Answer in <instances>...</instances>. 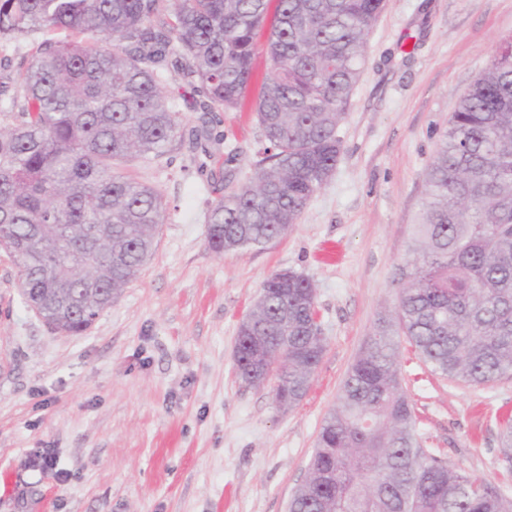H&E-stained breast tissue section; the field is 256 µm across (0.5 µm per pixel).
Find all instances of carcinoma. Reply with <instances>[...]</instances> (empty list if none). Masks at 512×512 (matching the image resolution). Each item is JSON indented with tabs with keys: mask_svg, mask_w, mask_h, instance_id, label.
I'll list each match as a JSON object with an SVG mask.
<instances>
[{
	"mask_svg": "<svg viewBox=\"0 0 512 512\" xmlns=\"http://www.w3.org/2000/svg\"><path fill=\"white\" fill-rule=\"evenodd\" d=\"M0 0V44L34 36L0 82V247L29 304L65 334L87 331L153 255L167 203L119 168L195 148L169 74L198 112L236 109L266 27L272 71L254 112L255 177L208 211L216 253L261 250L292 230L336 167L337 128L387 0ZM413 259L394 317L379 320L344 381L289 512H512L496 486L422 448L395 331L435 373L472 384L512 377V36L462 97L426 172ZM275 348L274 399L306 395L326 344L316 289L294 271L263 283L250 311ZM238 377L261 360L244 328Z\"/></svg>",
	"mask_w": 512,
	"mask_h": 512,
	"instance_id": "obj_1",
	"label": "carcinoma"
}]
</instances>
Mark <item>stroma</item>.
I'll use <instances>...</instances> for the list:
<instances>
[{
  "label": "stroma",
  "instance_id": "stroma-1",
  "mask_svg": "<svg viewBox=\"0 0 512 512\" xmlns=\"http://www.w3.org/2000/svg\"><path fill=\"white\" fill-rule=\"evenodd\" d=\"M512 35V0H389L338 128L341 154L298 224L260 251L210 253L206 215L257 170L254 101L270 71L258 32L249 92L215 113L207 171L187 151L128 166L169 215L138 278L86 333L51 332L0 253V512H288L320 428L412 254L425 171L460 97ZM315 285L326 351L293 408L238 378L237 328L282 270ZM423 447L512 497L499 436L512 377L435 374L400 341ZM52 449L58 474L33 459Z\"/></svg>",
  "mask_w": 512,
  "mask_h": 512
}]
</instances>
